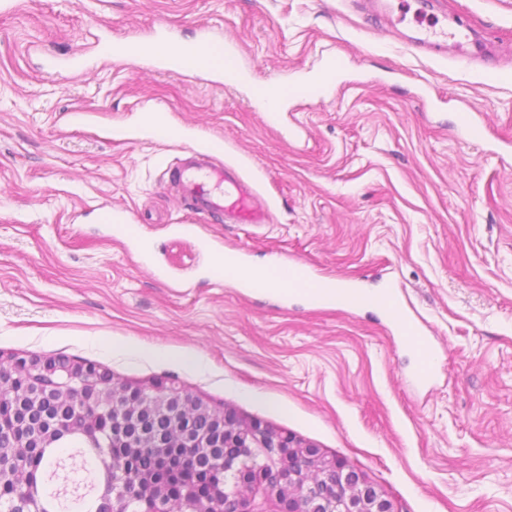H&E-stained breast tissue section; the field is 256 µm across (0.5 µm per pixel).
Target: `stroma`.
I'll return each instance as SVG.
<instances>
[{
    "label": "stroma",
    "mask_w": 512,
    "mask_h": 512,
    "mask_svg": "<svg viewBox=\"0 0 512 512\" xmlns=\"http://www.w3.org/2000/svg\"><path fill=\"white\" fill-rule=\"evenodd\" d=\"M416 0H14L0 8V356L90 361L187 390L319 448L398 512H512V0H430L479 60L411 48ZM234 40L252 77L293 84L332 54L336 88L271 127L250 86L114 64L97 40ZM83 52L78 72L64 63ZM161 108L186 134H139ZM482 139L457 130L461 113ZM86 114L83 122L75 114ZM125 125L134 140L112 137ZM223 139L266 224L201 222L164 186L183 146ZM129 220L117 236L102 218ZM365 289L383 310L281 301L221 261ZM433 372L423 386L414 371ZM230 263V269L234 272L235 278L241 288H251L253 285L259 283L262 274L256 272H248L243 262L240 260L239 255L233 253H225V260ZM379 294L377 307L391 313L393 322L397 330L403 335H411L419 337L423 335V331L418 323H416L401 307L397 292L393 286L382 288Z\"/></svg>",
    "instance_id": "1"
}]
</instances>
